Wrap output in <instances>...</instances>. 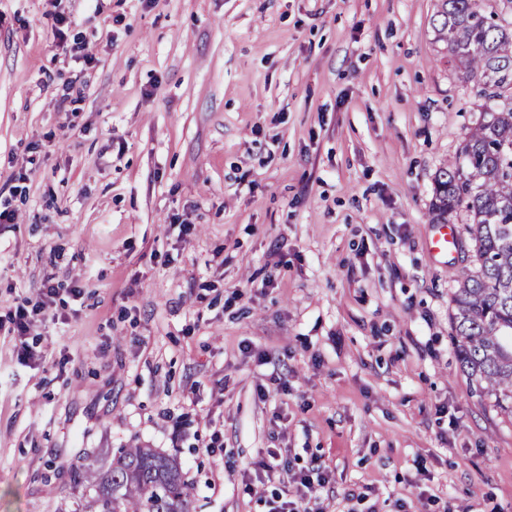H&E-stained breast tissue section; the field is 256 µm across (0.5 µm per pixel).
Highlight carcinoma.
<instances>
[{"mask_svg": "<svg viewBox=\"0 0 512 512\" xmlns=\"http://www.w3.org/2000/svg\"><path fill=\"white\" fill-rule=\"evenodd\" d=\"M432 25L448 63L487 104L455 160L434 177L439 223L463 208L479 268L453 273L450 300L461 371L481 394L512 412V26L480 0H437ZM72 512H192L189 485L173 454L118 448L112 459L85 456L70 466Z\"/></svg>", "mask_w": 512, "mask_h": 512, "instance_id": "1", "label": "carcinoma"}]
</instances>
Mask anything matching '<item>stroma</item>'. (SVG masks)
<instances>
[{
  "instance_id": "1",
  "label": "stroma",
  "mask_w": 512,
  "mask_h": 512,
  "mask_svg": "<svg viewBox=\"0 0 512 512\" xmlns=\"http://www.w3.org/2000/svg\"><path fill=\"white\" fill-rule=\"evenodd\" d=\"M435 3L0 0V512L138 445L196 512H266L269 460L319 465L321 512H512V414L452 339L464 213L430 248L484 105Z\"/></svg>"
}]
</instances>
